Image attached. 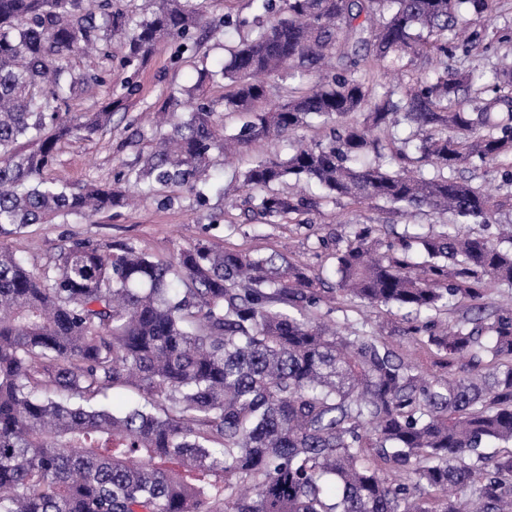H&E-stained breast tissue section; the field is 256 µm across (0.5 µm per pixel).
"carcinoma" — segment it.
<instances>
[{
    "label": "carcinoma",
    "mask_w": 512,
    "mask_h": 512,
    "mask_svg": "<svg viewBox=\"0 0 512 512\" xmlns=\"http://www.w3.org/2000/svg\"><path fill=\"white\" fill-rule=\"evenodd\" d=\"M225 2L210 17L206 0H155L134 21L112 0H0V237L125 208L144 184L224 197L214 154L285 136L287 158L232 175L259 191L256 221L346 199L462 224L395 241L359 230L334 253L333 283L282 253L204 242L162 261L75 241L41 274L0 247V512H512V306L482 303L485 282L512 286V225L486 234L512 190L496 198L454 175L504 164L512 187V63L490 70L488 98L477 71L448 66L480 52L465 15L491 22L496 0H249L246 15ZM227 28L240 36L229 61L198 69L180 91L186 115L155 128L150 153L111 184L44 177L59 143L112 128L110 101L70 111L104 81L73 58L110 59L121 36L132 67ZM417 62L427 71L402 96L377 83L376 69ZM217 82L219 100L206 93ZM225 112L245 120L229 129ZM400 118L403 147L369 135ZM313 122L328 134L307 142ZM409 147L433 173L368 161ZM291 182L320 195L281 189ZM335 290L401 312L446 373L423 374L379 332L330 328ZM450 307L465 315L449 328ZM120 388L131 398L115 412Z\"/></svg>",
    "instance_id": "carcinoma-1"
}]
</instances>
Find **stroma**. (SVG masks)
<instances>
[{"label":"stroma","mask_w":512,"mask_h":512,"mask_svg":"<svg viewBox=\"0 0 512 512\" xmlns=\"http://www.w3.org/2000/svg\"><path fill=\"white\" fill-rule=\"evenodd\" d=\"M488 40L489 49L471 56L470 66L482 69L501 60H512V0H504ZM127 50L125 40L117 36L112 40L111 59L94 54L75 59L76 68L105 71L106 83L74 96L69 102L70 110L89 112L112 102L114 128L88 139L62 143L55 164L47 171L48 177L73 186L112 183L121 164L149 152L157 112L172 107L171 91L196 82L193 63L178 58L173 43L160 44L134 71L121 66ZM411 222V216L402 211L341 202L309 214L304 224H261L246 221L241 208L220 199H211L209 205L201 207L189 195L172 196L155 187L143 189L134 208L102 213L88 220L70 218L53 224H32L19 233L0 237V246L22 256L29 268L39 273L51 264L60 247L77 240L105 249L127 246L161 260L171 259L179 249L206 240L260 256L282 252L326 277L333 264L331 250L343 247L359 228L372 225L400 233ZM322 312L326 320L339 325L364 322L370 328H381L386 342L400 354L418 364L423 372H436L434 356L406 339L405 323L399 313L368 311L339 294Z\"/></svg>","instance_id":"35a3bbf8"}]
</instances>
